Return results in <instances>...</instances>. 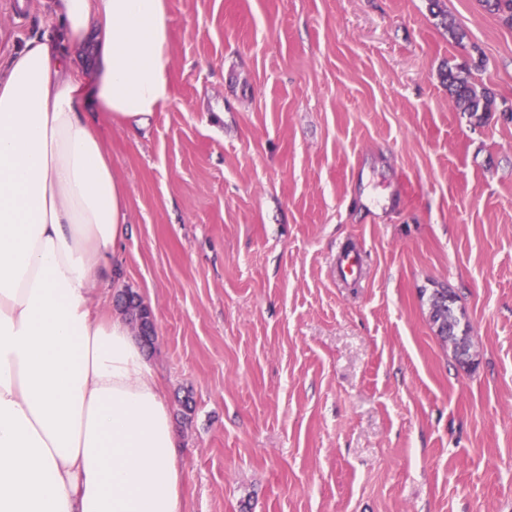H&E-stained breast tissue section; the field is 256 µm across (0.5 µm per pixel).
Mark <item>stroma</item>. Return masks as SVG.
<instances>
[{
    "mask_svg": "<svg viewBox=\"0 0 512 512\" xmlns=\"http://www.w3.org/2000/svg\"><path fill=\"white\" fill-rule=\"evenodd\" d=\"M28 2L0 61L50 21ZM440 4L462 41L430 0H167L173 100L139 134L97 114L129 232L95 303L151 312L184 512H512V25ZM466 59L480 125L440 78ZM363 267V255L359 251L346 250L338 258V268L344 279L356 280ZM428 302L430 319L436 335L448 345L455 361L461 368L467 370L472 368L477 352L474 351L475 355H471L473 347L469 336V326L464 324L461 329L462 313L458 310V297L448 289L436 288L430 293Z\"/></svg>",
    "mask_w": 512,
    "mask_h": 512,
    "instance_id": "obj_1",
    "label": "stroma"
}]
</instances>
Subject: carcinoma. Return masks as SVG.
Masks as SVG:
<instances>
[{"label": "carcinoma", "instance_id": "obj_1", "mask_svg": "<svg viewBox=\"0 0 512 512\" xmlns=\"http://www.w3.org/2000/svg\"><path fill=\"white\" fill-rule=\"evenodd\" d=\"M485 7L505 22L512 24V0H483ZM466 65L448 67L442 73V79L448 86V93L456 107L468 114L476 122L484 121L493 111V101L488 93L478 92L476 87L462 73ZM126 310L135 320L141 339L150 345L154 340V330L150 321V312L135 301L132 294L126 295ZM430 319L436 335L451 349L457 364L463 369L474 365L476 356L472 355V343L469 326L461 324L457 306L458 297L446 288H435L428 297Z\"/></svg>", "mask_w": 512, "mask_h": 512}]
</instances>
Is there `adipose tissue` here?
I'll use <instances>...</instances> for the list:
<instances>
[{"label": "adipose tissue", "instance_id": "adipose-tissue-1", "mask_svg": "<svg viewBox=\"0 0 512 512\" xmlns=\"http://www.w3.org/2000/svg\"><path fill=\"white\" fill-rule=\"evenodd\" d=\"M0 72V512H182L178 432L143 346L94 316L127 186L85 103L144 128L174 96L166 0H51Z\"/></svg>", "mask_w": 512, "mask_h": 512}]
</instances>
